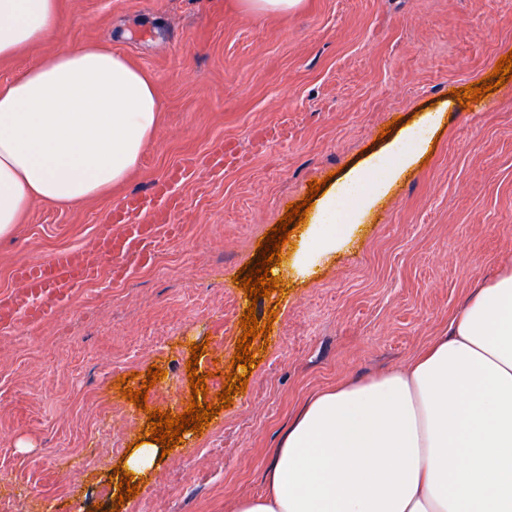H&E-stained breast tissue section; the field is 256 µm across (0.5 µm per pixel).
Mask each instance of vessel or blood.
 I'll return each instance as SVG.
<instances>
[{
	"mask_svg": "<svg viewBox=\"0 0 512 512\" xmlns=\"http://www.w3.org/2000/svg\"><path fill=\"white\" fill-rule=\"evenodd\" d=\"M139 208V201L130 198L123 207L114 209L110 221L98 225L89 249L63 250L47 261L17 266L15 288L0 294V329L42 322L67 304L84 283L99 275L101 260L137 251L152 241L155 225L125 222L126 213Z\"/></svg>",
	"mask_w": 512,
	"mask_h": 512,
	"instance_id": "obj_1",
	"label": "vessel or blood"
}]
</instances>
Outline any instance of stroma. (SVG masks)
I'll use <instances>...</instances> for the list:
<instances>
[{
	"mask_svg": "<svg viewBox=\"0 0 512 512\" xmlns=\"http://www.w3.org/2000/svg\"><path fill=\"white\" fill-rule=\"evenodd\" d=\"M84 44L111 46L153 82L159 126L125 182L72 206L35 204L0 239V293L16 266L89 246L125 198L148 204L131 224L152 223L171 199L181 206L155 242L113 257L67 307L0 337V475L11 481L0 512H224L260 491L269 448L311 395L408 365L512 264V79L466 108L453 95L512 51V0H300L285 12L242 0H60L54 30L1 61L0 83ZM433 110L441 118L418 162L346 246L307 279L283 277L279 299L250 303L233 278L257 264L287 204L316 179L334 189ZM218 143L223 167L167 183ZM251 304L273 326L252 343L246 391L203 433L182 431L137 477L138 495L116 505L114 468L147 435L148 410L176 416L190 401L191 344L206 347L196 372L218 405ZM154 364L165 376L136 406L118 381L141 389ZM104 416L120 451L108 439L86 445Z\"/></svg>",
	"mask_w": 512,
	"mask_h": 512,
	"instance_id": "35a3bbf8",
	"label": "stroma"
}]
</instances>
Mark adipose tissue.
Wrapping results in <instances>:
<instances>
[{
    "instance_id": "adipose-tissue-1",
    "label": "adipose tissue",
    "mask_w": 512,
    "mask_h": 512,
    "mask_svg": "<svg viewBox=\"0 0 512 512\" xmlns=\"http://www.w3.org/2000/svg\"><path fill=\"white\" fill-rule=\"evenodd\" d=\"M58 0H0V59L38 43ZM152 82L87 44L0 86V236L34 204L70 205L122 183L156 130ZM401 140L321 201L295 271L342 248L415 161ZM230 512H512V267L480 284L403 369L311 397L269 452L259 494Z\"/></svg>"
}]
</instances>
